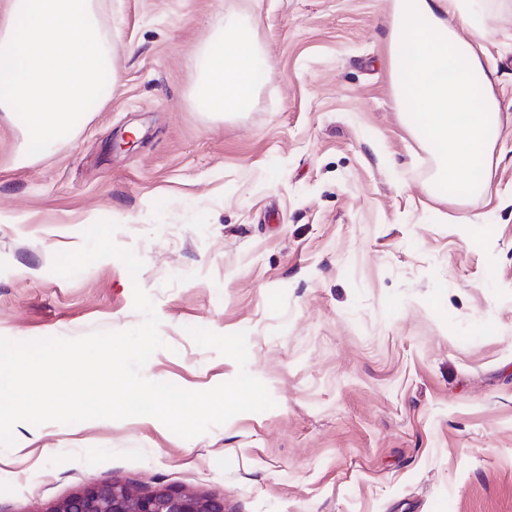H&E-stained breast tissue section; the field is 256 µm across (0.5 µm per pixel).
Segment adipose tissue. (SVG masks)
Segmentation results:
<instances>
[{"label": "adipose tissue", "mask_w": 512, "mask_h": 512, "mask_svg": "<svg viewBox=\"0 0 512 512\" xmlns=\"http://www.w3.org/2000/svg\"><path fill=\"white\" fill-rule=\"evenodd\" d=\"M470 9L471 0H391L388 35L395 104L435 159L430 191L454 202L486 187L502 124L481 46L460 38L453 25ZM197 66L201 106L229 114L247 107L256 72L271 63L230 25L207 44Z\"/></svg>", "instance_id": "ef3b65f1"}]
</instances>
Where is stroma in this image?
I'll list each match as a JSON object with an SVG mask.
<instances>
[{"instance_id": "1", "label": "stroma", "mask_w": 512, "mask_h": 512, "mask_svg": "<svg viewBox=\"0 0 512 512\" xmlns=\"http://www.w3.org/2000/svg\"><path fill=\"white\" fill-rule=\"evenodd\" d=\"M118 84L23 160L0 114V338L137 326L145 378L205 391L237 364L190 329L247 335L274 408L184 439L153 417L25 422L0 450V512H49L94 482L189 488L224 512H512V5L476 0L503 112L489 187L431 195L434 159L394 104L390 0H94ZM273 64L249 106L196 104L226 23ZM133 138L131 148L116 142ZM143 260L66 279L98 221Z\"/></svg>"}]
</instances>
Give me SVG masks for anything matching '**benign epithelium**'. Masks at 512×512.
<instances>
[{
	"mask_svg": "<svg viewBox=\"0 0 512 512\" xmlns=\"http://www.w3.org/2000/svg\"><path fill=\"white\" fill-rule=\"evenodd\" d=\"M50 512H224V499L186 488L146 494L129 485L95 483Z\"/></svg>",
	"mask_w": 512,
	"mask_h": 512,
	"instance_id": "1",
	"label": "benign epithelium"
}]
</instances>
